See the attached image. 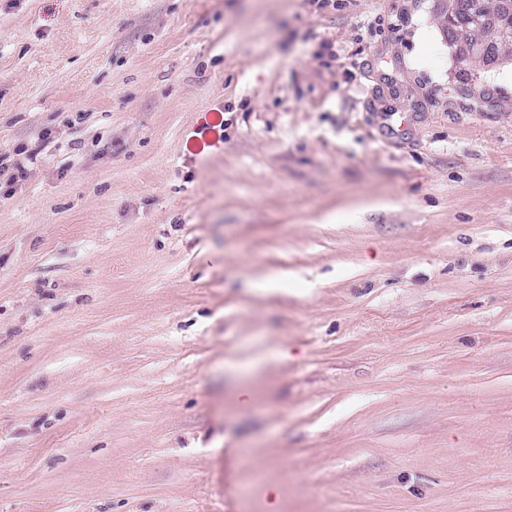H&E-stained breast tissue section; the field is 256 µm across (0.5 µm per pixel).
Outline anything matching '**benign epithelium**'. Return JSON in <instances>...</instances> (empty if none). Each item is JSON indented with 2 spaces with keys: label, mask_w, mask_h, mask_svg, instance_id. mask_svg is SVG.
Masks as SVG:
<instances>
[{
  "label": "benign epithelium",
  "mask_w": 512,
  "mask_h": 512,
  "mask_svg": "<svg viewBox=\"0 0 512 512\" xmlns=\"http://www.w3.org/2000/svg\"><path fill=\"white\" fill-rule=\"evenodd\" d=\"M455 62L490 69L512 61V0H437Z\"/></svg>",
  "instance_id": "obj_1"
}]
</instances>
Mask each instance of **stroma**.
I'll list each match as a JSON object with an SVG mask.
<instances>
[{"mask_svg": "<svg viewBox=\"0 0 512 512\" xmlns=\"http://www.w3.org/2000/svg\"><path fill=\"white\" fill-rule=\"evenodd\" d=\"M458 72L436 0H0V512H512V63ZM27 154L24 158H12L10 155H0V177H5V182L9 186L16 184L17 182L25 179L28 175V166L26 162L33 160L35 151L31 152L24 148L18 149L15 152L16 156Z\"/></svg>", "mask_w": 512, "mask_h": 512, "instance_id": "stroma-1", "label": "stroma"}]
</instances>
